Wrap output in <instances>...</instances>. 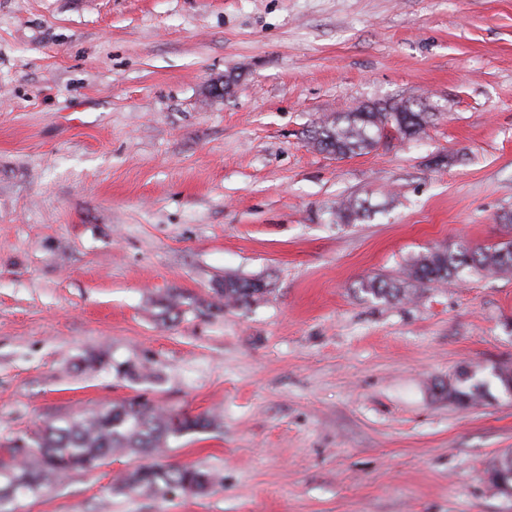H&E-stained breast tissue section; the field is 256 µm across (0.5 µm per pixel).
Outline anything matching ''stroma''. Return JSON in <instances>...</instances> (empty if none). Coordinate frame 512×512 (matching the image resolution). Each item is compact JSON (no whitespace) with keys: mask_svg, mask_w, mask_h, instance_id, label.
Wrapping results in <instances>:
<instances>
[{"mask_svg":"<svg viewBox=\"0 0 512 512\" xmlns=\"http://www.w3.org/2000/svg\"><path fill=\"white\" fill-rule=\"evenodd\" d=\"M408 99L435 108L420 138L309 142L323 115ZM348 197L368 214L341 224ZM507 212L512 0H0V447L138 397L219 415L163 462L224 477L114 493L116 454L22 512H512L487 475L512 399L435 389L512 363V274L359 290L512 240ZM228 276L268 291L225 307ZM83 366L91 371L114 369L117 374L126 377L131 381H136L145 376L144 372L134 363L125 362L118 365L112 364V360L104 353L90 354L83 358ZM122 367V370L119 369Z\"/></svg>","mask_w":512,"mask_h":512,"instance_id":"35a3bbf8","label":"stroma"}]
</instances>
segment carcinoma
<instances>
[{"mask_svg": "<svg viewBox=\"0 0 512 512\" xmlns=\"http://www.w3.org/2000/svg\"><path fill=\"white\" fill-rule=\"evenodd\" d=\"M395 117V126L404 138L425 132L434 113L430 106L415 100L380 105L363 103L341 114L319 118L309 139L314 148L346 156L376 146L379 124ZM361 204L352 198L340 201L336 217L352 224L361 217ZM478 271L487 276L512 273V241L491 246H472L461 242L456 249L436 247L406 264L402 276H373L365 279L361 290L375 300L400 301L459 280L464 272ZM224 306L242 307L259 300L267 288L254 279L228 277L215 289ZM84 368L97 371L114 369L131 381L144 377L134 363L112 364L104 353L83 358ZM502 392L512 389V365L502 363L486 370L476 365L462 369L455 380L434 385L440 393L461 407L477 404L491 394V380ZM217 427L209 414H191L160 409L137 398L101 409L49 422L21 442H12L0 457V493H10L14 501L39 495L75 472L91 471L106 464L116 452L136 460L125 470L111 490L146 497H202L221 483L219 473L196 465L170 466L150 461L168 446L169 439ZM488 481L502 494L512 495V450L498 457L488 470Z\"/></svg>", "mask_w": 512, "mask_h": 512, "instance_id": "obj_1", "label": "carcinoma"}]
</instances>
